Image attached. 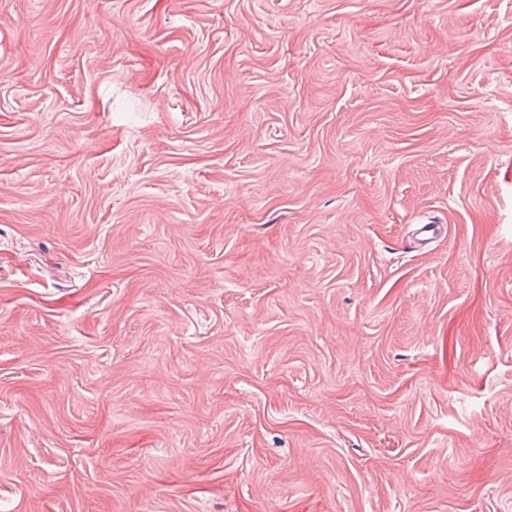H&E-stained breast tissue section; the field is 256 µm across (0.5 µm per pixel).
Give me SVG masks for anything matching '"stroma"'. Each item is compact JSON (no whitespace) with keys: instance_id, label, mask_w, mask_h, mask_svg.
Returning <instances> with one entry per match:
<instances>
[{"instance_id":"stroma-1","label":"stroma","mask_w":512,"mask_h":512,"mask_svg":"<svg viewBox=\"0 0 512 512\" xmlns=\"http://www.w3.org/2000/svg\"><path fill=\"white\" fill-rule=\"evenodd\" d=\"M0 512H512V0H0Z\"/></svg>"}]
</instances>
